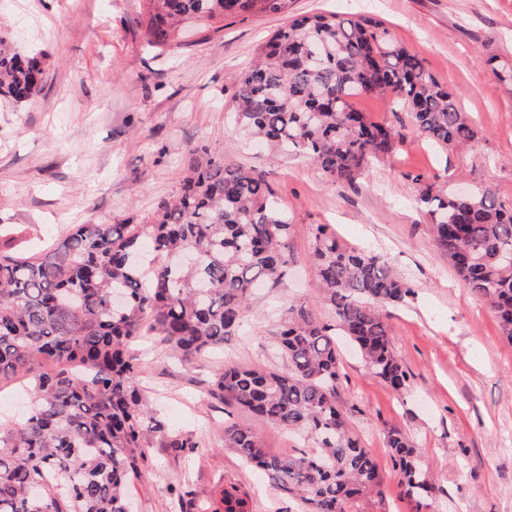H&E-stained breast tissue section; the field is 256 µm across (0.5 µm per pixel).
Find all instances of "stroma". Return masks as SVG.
<instances>
[{
    "label": "stroma",
    "instance_id": "35a3bbf8",
    "mask_svg": "<svg viewBox=\"0 0 512 512\" xmlns=\"http://www.w3.org/2000/svg\"><path fill=\"white\" fill-rule=\"evenodd\" d=\"M140 0H0V37L42 55V92L17 107L0 99V244L33 255L71 224H140L171 199L191 147L205 144L225 165L262 172L293 224L282 281L260 289L243 333L223 351L187 365L147 351L141 385L175 433L195 449L153 440L132 486L137 512H219L225 483L250 496L251 512H293L266 476L224 445V425L257 433L267 448H311L212 392L225 361L278 370L274 347L280 304L305 301L330 320L310 261L312 228L328 224L341 242L386 256L413 283L407 305L391 309L395 350L409 375L396 394L362 360L345 353L338 396L355 434L382 468L385 499L363 512H409L386 448L389 429L417 448L433 486L430 512H512V341L482 299L463 287L418 209L413 177L492 188L512 207V95L488 58L512 66V0H288L284 13L227 23L210 41L157 56L138 26ZM367 13L423 60L474 121L460 150H435L413 132L407 113L381 101L356 105L402 138L391 158L350 185L328 183L305 158L252 144L228 115L232 77L289 16Z\"/></svg>",
    "mask_w": 512,
    "mask_h": 512
}]
</instances>
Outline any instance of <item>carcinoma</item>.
<instances>
[{"mask_svg":"<svg viewBox=\"0 0 512 512\" xmlns=\"http://www.w3.org/2000/svg\"><path fill=\"white\" fill-rule=\"evenodd\" d=\"M287 9L288 0H142L140 25L147 46L177 54L187 47L186 23L199 35L218 33L226 20ZM43 74L40 57L0 38V97L28 102ZM233 81L235 124L276 152L306 158L333 184L353 183L396 147L391 128L354 108L357 96L408 113L434 148L475 137L448 88L363 15L292 19ZM186 166L179 194L146 224H75L38 255L0 250V378L26 380L32 392L21 420L0 422V512H126L151 438L168 434L140 392L134 343L153 341L185 362L218 350L242 327L254 289L288 266L292 224L262 175L225 166L205 145L190 150ZM414 180L436 244L512 341V208L489 188L460 197L428 177ZM313 237L334 323L318 320L305 302L289 303L276 334L284 367L226 365L213 387L316 444L274 453L233 423L224 427V447L305 512H353L360 500L383 498L384 484L377 457L337 399V337L349 340L371 375L406 389L385 309L415 291L387 258L341 245L326 225H316ZM113 291L126 297L118 309L109 303ZM386 445L411 512H421L432 487L416 448L395 428ZM224 512H249L232 483L224 485Z\"/></svg>","mask_w":512,"mask_h":512,"instance_id":"carcinoma-1","label":"carcinoma"}]
</instances>
